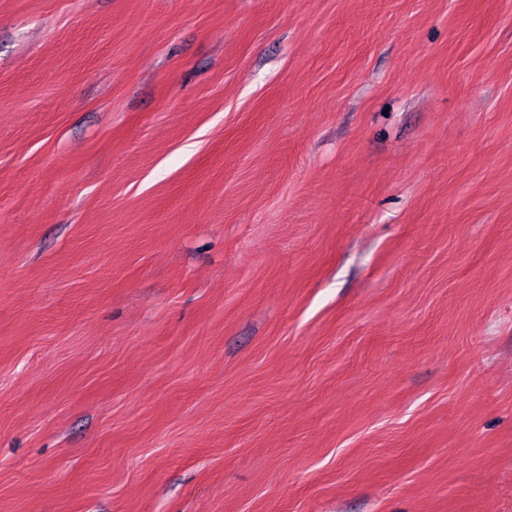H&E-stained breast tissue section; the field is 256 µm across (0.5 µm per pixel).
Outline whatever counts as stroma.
<instances>
[{
    "instance_id": "1",
    "label": "stroma",
    "mask_w": 512,
    "mask_h": 512,
    "mask_svg": "<svg viewBox=\"0 0 512 512\" xmlns=\"http://www.w3.org/2000/svg\"><path fill=\"white\" fill-rule=\"evenodd\" d=\"M0 512H512V0H0Z\"/></svg>"
}]
</instances>
